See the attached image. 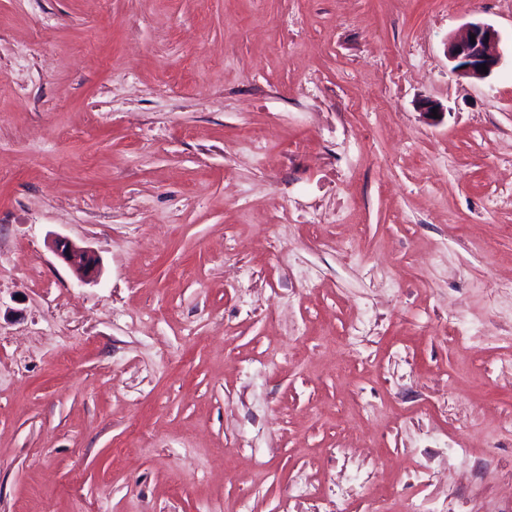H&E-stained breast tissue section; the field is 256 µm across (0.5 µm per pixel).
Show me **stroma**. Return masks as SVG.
Wrapping results in <instances>:
<instances>
[{
    "label": "stroma",
    "instance_id": "35a3bbf8",
    "mask_svg": "<svg viewBox=\"0 0 512 512\" xmlns=\"http://www.w3.org/2000/svg\"><path fill=\"white\" fill-rule=\"evenodd\" d=\"M511 356L512 0H0V512H512ZM475 35V42L470 39ZM499 35L492 26L483 22L468 23L464 34L448 40L447 56L454 62L453 71L461 77L482 80L488 77L501 62ZM486 64L488 73H481ZM53 251L73 270L80 282H88L96 275L98 258L88 248L67 238H56L53 241Z\"/></svg>",
    "mask_w": 512,
    "mask_h": 512
}]
</instances>
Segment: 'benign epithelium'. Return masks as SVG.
<instances>
[{"mask_svg": "<svg viewBox=\"0 0 512 512\" xmlns=\"http://www.w3.org/2000/svg\"><path fill=\"white\" fill-rule=\"evenodd\" d=\"M475 39H470V36ZM499 35L492 26L483 22L467 24L464 34L448 40V60L454 63L453 71L470 79L482 80L486 74L481 72V65H486L488 72H493L501 62ZM438 110V117H433L432 110ZM418 110L423 118L432 124L442 121L444 108L441 103L424 99L418 102ZM54 253L62 259L83 283L94 278L98 268V258L86 247H82L67 238L53 241Z\"/></svg>", "mask_w": 512, "mask_h": 512, "instance_id": "obj_1", "label": "benign epithelium"}]
</instances>
